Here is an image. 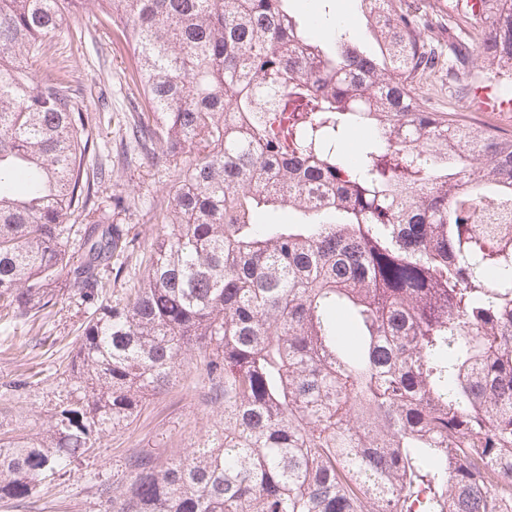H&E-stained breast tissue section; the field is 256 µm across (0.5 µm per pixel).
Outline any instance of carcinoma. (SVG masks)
<instances>
[{
	"mask_svg": "<svg viewBox=\"0 0 512 512\" xmlns=\"http://www.w3.org/2000/svg\"><path fill=\"white\" fill-rule=\"evenodd\" d=\"M78 2L0 0V320L91 310L42 429L0 435V500L134 423L195 352L224 421L165 464L128 455L111 512H512V138L411 94L441 55L427 14L359 0L367 54L290 0H97L137 54L129 139L183 164L104 304L134 239L107 211L65 223L104 178L93 117L67 66L34 69ZM475 2L476 51L448 54L512 69V0Z\"/></svg>",
	"mask_w": 512,
	"mask_h": 512,
	"instance_id": "obj_1",
	"label": "carcinoma"
}]
</instances>
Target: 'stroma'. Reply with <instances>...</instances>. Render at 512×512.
<instances>
[{
    "label": "stroma",
    "instance_id": "stroma-1",
    "mask_svg": "<svg viewBox=\"0 0 512 512\" xmlns=\"http://www.w3.org/2000/svg\"><path fill=\"white\" fill-rule=\"evenodd\" d=\"M56 41L67 56L73 90L96 119V151L89 163L106 172L98 197L128 199L127 208L113 212L112 221L127 226L134 237L135 249L127 265L138 270L144 247L155 234L154 208L163 203L165 188L177 171L126 138V125L132 119L128 77L134 53L95 0L82 5ZM469 82L512 95L510 68H469L453 78L447 70L438 69L415 82L413 92L420 103L451 113L459 122L512 135V112L475 110L470 99L460 94V85ZM88 316V309L74 297L61 301L48 317L36 322L0 326V432L32 431L41 425L62 381L58 367L75 353L78 331ZM199 365L198 357H188L168 393L149 398L133 424L110 433L94 454L77 461L67 474L43 482L24 508L0 501V512H108L98 487L126 484L124 462L129 454L147 453L167 461L185 454L218 424L220 410L211 404L207 388L196 382ZM22 376L32 377L31 386L12 390V382Z\"/></svg>",
    "mask_w": 512,
    "mask_h": 512
}]
</instances>
